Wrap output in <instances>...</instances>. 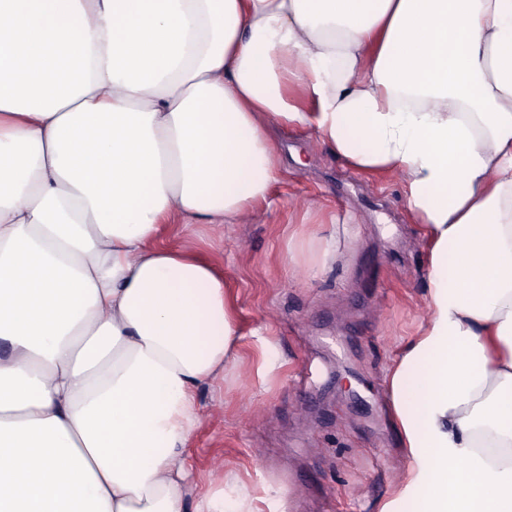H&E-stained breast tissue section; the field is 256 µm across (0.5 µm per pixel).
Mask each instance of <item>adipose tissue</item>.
Returning <instances> with one entry per match:
<instances>
[{"label":"adipose tissue","mask_w":512,"mask_h":512,"mask_svg":"<svg viewBox=\"0 0 512 512\" xmlns=\"http://www.w3.org/2000/svg\"><path fill=\"white\" fill-rule=\"evenodd\" d=\"M288 128L427 255L380 512H512V0H0V512H262L194 478L247 334L173 237L270 207Z\"/></svg>","instance_id":"obj_1"}]
</instances>
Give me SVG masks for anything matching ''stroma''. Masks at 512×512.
Returning a JSON list of instances; mask_svg holds the SVG:
<instances>
[{"label": "stroma", "instance_id": "35a3bbf8", "mask_svg": "<svg viewBox=\"0 0 512 512\" xmlns=\"http://www.w3.org/2000/svg\"><path fill=\"white\" fill-rule=\"evenodd\" d=\"M284 175L276 203L215 244L238 296L243 330L268 329L273 367L262 393L227 372L222 398L199 391L196 472L237 473L274 490V512H377L405 465L387 410L383 374L398 336L422 310L425 253L399 186L371 187L296 131L278 135ZM355 221L316 227L303 244L322 274L294 278L283 252L305 221L293 201Z\"/></svg>", "mask_w": 512, "mask_h": 512}]
</instances>
